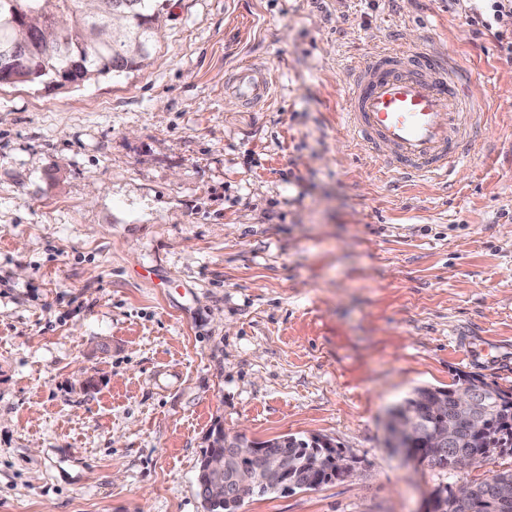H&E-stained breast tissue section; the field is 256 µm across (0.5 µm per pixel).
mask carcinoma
<instances>
[{
  "label": "carcinoma",
  "mask_w": 512,
  "mask_h": 512,
  "mask_svg": "<svg viewBox=\"0 0 512 512\" xmlns=\"http://www.w3.org/2000/svg\"><path fill=\"white\" fill-rule=\"evenodd\" d=\"M62 14L70 25L52 36L48 48L29 50L34 59H46L45 71L30 77L21 72L17 82L39 84L54 72H63L74 80L89 81L110 72L126 71V66L138 67L150 56L155 42V23L160 14V0H0V45L13 36V22L22 17H45ZM144 54L131 56L136 45ZM490 412L483 430L473 432L468 427L459 430L456 442L450 446H436L433 432L449 416L453 408L452 388L417 387L395 408L399 414L414 412L420 417L418 426L410 434L415 448L427 452L428 461L443 467L455 468L457 456L480 448H489L494 454H512V392H505L490 383H484ZM440 398L443 405L434 407ZM265 444L281 453L292 465L288 475L296 487L311 489L327 483L336 471L348 462L340 448H325L316 440H305L285 435L267 440ZM261 468L257 457H244L234 463L233 471L241 481L252 485V493L265 494L280 490L276 483L258 484ZM479 493L468 504L452 499L448 490L433 495L437 512H512V500L505 503L496 485L485 480L476 484Z\"/></svg>",
  "instance_id": "cac0c4a2"
}]
</instances>
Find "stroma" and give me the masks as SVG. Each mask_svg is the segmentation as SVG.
<instances>
[{
  "mask_svg": "<svg viewBox=\"0 0 512 512\" xmlns=\"http://www.w3.org/2000/svg\"><path fill=\"white\" fill-rule=\"evenodd\" d=\"M135 70L0 86V512H205L212 429L319 438L361 476L237 512H423L512 471L406 458L386 423L462 374L512 392V59L448 0H167ZM451 49L488 115L454 192L394 188L343 74ZM246 63L272 83L240 108Z\"/></svg>",
  "mask_w": 512,
  "mask_h": 512,
  "instance_id": "1",
  "label": "stroma"
}]
</instances>
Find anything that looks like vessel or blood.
I'll return each mask as SVG.
<instances>
[{
  "mask_svg": "<svg viewBox=\"0 0 512 512\" xmlns=\"http://www.w3.org/2000/svg\"><path fill=\"white\" fill-rule=\"evenodd\" d=\"M470 79L453 54L417 43H396L355 60L345 78L341 116L349 136L404 181L452 186L453 173L475 154L484 123ZM241 106L267 99L261 69L238 68L228 87Z\"/></svg>",
  "mask_w": 512,
  "mask_h": 512,
  "instance_id": "vessel-or-blood-1",
  "label": "vessel or blood"
}]
</instances>
